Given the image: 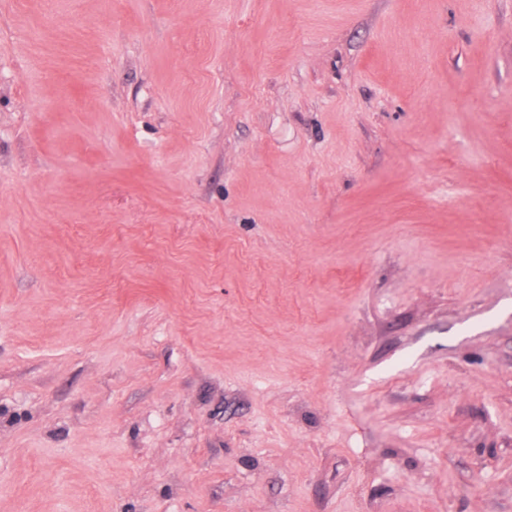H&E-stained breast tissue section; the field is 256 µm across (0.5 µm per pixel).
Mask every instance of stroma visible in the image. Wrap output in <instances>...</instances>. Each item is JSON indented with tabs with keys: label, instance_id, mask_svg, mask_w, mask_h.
Wrapping results in <instances>:
<instances>
[{
	"label": "stroma",
	"instance_id": "1",
	"mask_svg": "<svg viewBox=\"0 0 512 512\" xmlns=\"http://www.w3.org/2000/svg\"><path fill=\"white\" fill-rule=\"evenodd\" d=\"M0 512H512V0H0Z\"/></svg>",
	"mask_w": 512,
	"mask_h": 512
}]
</instances>
